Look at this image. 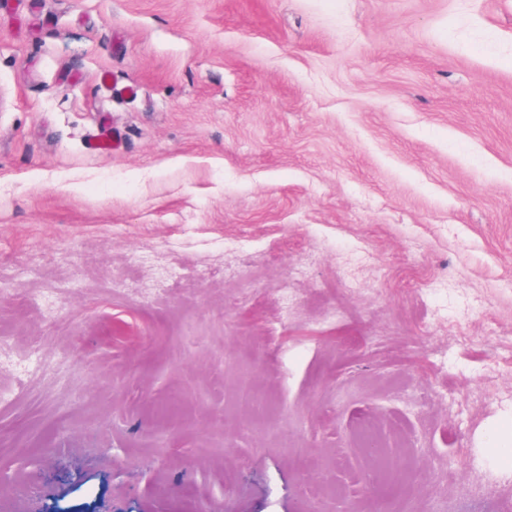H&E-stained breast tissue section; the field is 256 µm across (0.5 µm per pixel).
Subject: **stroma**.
Listing matches in <instances>:
<instances>
[{"instance_id":"1","label":"stroma","mask_w":512,"mask_h":512,"mask_svg":"<svg viewBox=\"0 0 512 512\" xmlns=\"http://www.w3.org/2000/svg\"><path fill=\"white\" fill-rule=\"evenodd\" d=\"M511 350L512 0H0V512H512ZM360 448L364 454L370 457V461H379L381 470L387 481L391 482L402 476L401 467L393 463V459L399 456L400 450L392 452L389 448H408L403 442L392 444L380 443V431L371 422H363L360 425Z\"/></svg>"}]
</instances>
